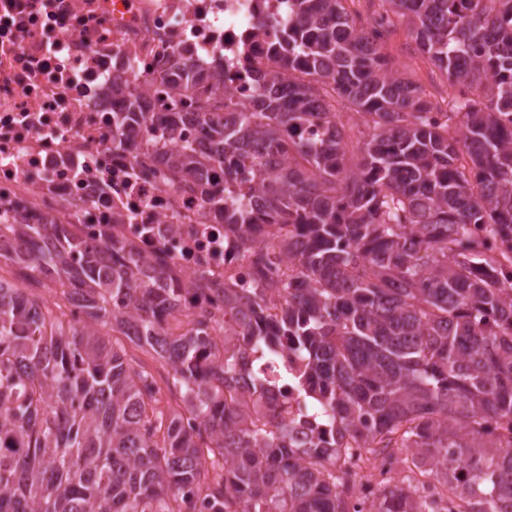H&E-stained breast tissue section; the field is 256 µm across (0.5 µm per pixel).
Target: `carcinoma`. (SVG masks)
I'll return each mask as SVG.
<instances>
[{"label": "carcinoma", "instance_id": "cac0c4a2", "mask_svg": "<svg viewBox=\"0 0 512 512\" xmlns=\"http://www.w3.org/2000/svg\"><path fill=\"white\" fill-rule=\"evenodd\" d=\"M290 2L249 102L224 112L219 78L199 97L209 154L166 158L224 231L290 227L274 239L288 276L259 246L249 288H172L143 256L103 257L123 250L107 236L0 223L17 276L0 279V512H347L354 448L406 453L375 512H438L418 475L464 486L458 512H512V0H382L381 31L348 0ZM402 22L462 88L443 122L384 51ZM197 84L188 61L169 82ZM334 97L368 129L360 145ZM114 120L152 140L183 123ZM282 145L285 166L267 152ZM239 158L258 170L244 207L205 179ZM218 292L222 320L188 313ZM290 349L299 371L260 370ZM291 391L312 421L283 416Z\"/></svg>", "mask_w": 512, "mask_h": 512}]
</instances>
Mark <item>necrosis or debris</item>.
I'll use <instances>...</instances> for the list:
<instances>
[{
    "label": "necrosis or debris",
    "instance_id": "necrosis-or-debris-1",
    "mask_svg": "<svg viewBox=\"0 0 512 512\" xmlns=\"http://www.w3.org/2000/svg\"><path fill=\"white\" fill-rule=\"evenodd\" d=\"M287 25L288 0H0V222L52 221L93 243L107 234L175 281L248 287L243 240L165 175V152L187 141L208 150L197 128L150 142L112 114L127 99L157 115L194 111L164 79L179 58L223 76L226 111L241 107L245 59L266 56Z\"/></svg>",
    "mask_w": 512,
    "mask_h": 512
}]
</instances>
